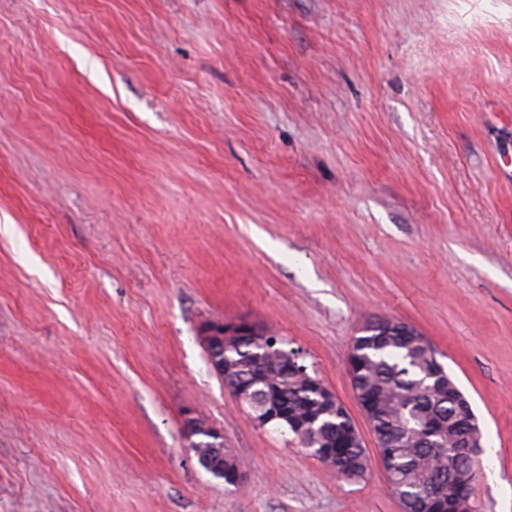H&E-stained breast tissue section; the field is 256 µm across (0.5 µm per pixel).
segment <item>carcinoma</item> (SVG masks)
Instances as JSON below:
<instances>
[{"label": "carcinoma", "instance_id": "obj_1", "mask_svg": "<svg viewBox=\"0 0 512 512\" xmlns=\"http://www.w3.org/2000/svg\"><path fill=\"white\" fill-rule=\"evenodd\" d=\"M410 330L412 327L401 322H373L365 328V334L354 338L350 359L354 370L352 389H373L390 406L389 412L376 418L372 430L394 440L395 445L378 449V454L385 455L391 463L388 470L394 492L412 512H417L432 475V463L444 449L417 448L411 443L412 436L434 416L461 428L469 409L450 386L444 384L435 391L431 390L435 380L430 378V374L437 351L424 336L408 335ZM254 335L256 339L253 342L229 348L225 356L238 366V373L244 375L249 373L253 360L265 358L268 372L272 374L290 350L284 348L285 342L281 339L265 338V333L259 328L255 329ZM263 397L267 401L286 403L296 410L315 399L302 381H284L275 377L266 385ZM334 422V418L326 416L316 425L307 444L311 454L317 453L320 448L318 442L325 438ZM336 467L343 477L363 475L368 468L365 448L350 449L348 460L336 464ZM224 484L233 487L239 484V469L229 455L224 458Z\"/></svg>", "mask_w": 512, "mask_h": 512}]
</instances>
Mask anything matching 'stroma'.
Wrapping results in <instances>:
<instances>
[{"instance_id":"stroma-1","label":"stroma","mask_w":512,"mask_h":512,"mask_svg":"<svg viewBox=\"0 0 512 512\" xmlns=\"http://www.w3.org/2000/svg\"><path fill=\"white\" fill-rule=\"evenodd\" d=\"M375 320L441 353L512 512V0H0V512H401L347 371ZM213 321L300 351L364 478L251 421ZM224 326L223 321L212 322L206 327V334L204 336L205 345L212 354L210 364L221 376H224V347L235 342L240 337H246L241 335H247L246 332L235 333L232 329L224 330ZM211 347H213V349ZM181 434L198 465L224 485L238 487L239 469L233 456L224 458V432L195 411L185 414ZM203 448H209L203 453Z\"/></svg>"}]
</instances>
